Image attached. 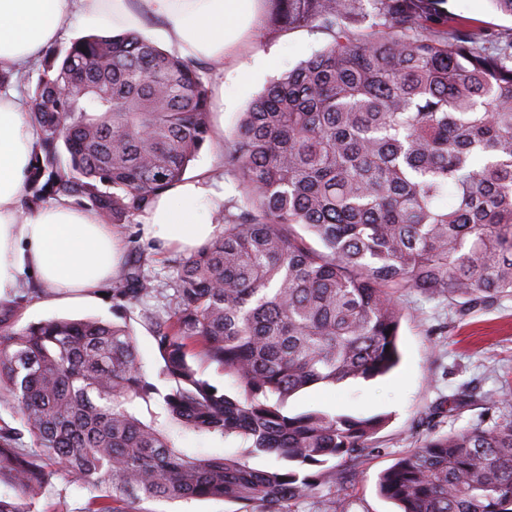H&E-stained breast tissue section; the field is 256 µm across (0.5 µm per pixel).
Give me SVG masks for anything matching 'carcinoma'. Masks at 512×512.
Wrapping results in <instances>:
<instances>
[{
  "label": "carcinoma",
  "mask_w": 512,
  "mask_h": 512,
  "mask_svg": "<svg viewBox=\"0 0 512 512\" xmlns=\"http://www.w3.org/2000/svg\"><path fill=\"white\" fill-rule=\"evenodd\" d=\"M270 30L332 40L283 73L242 114L224 172L240 192L210 241L183 259L155 324L172 383L167 420L235 436L276 456L188 455L133 411L148 383L127 327L0 317V512H35L55 477L86 488L85 512L140 500L224 498L238 512H291L356 475L380 420L291 414L319 385L373 380L399 363L397 297L450 305L512 298V36L445 0H264ZM372 18L371 28L363 27ZM29 89L40 131L23 210L68 197L130 224L183 181L212 137L203 66L137 32L45 50ZM316 236L312 246L297 228ZM150 292L136 268L120 309ZM215 364L229 395L202 377ZM29 441H24V438ZM400 512H512V417L433 435L378 481Z\"/></svg>",
  "instance_id": "carcinoma-1"
}]
</instances>
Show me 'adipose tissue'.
<instances>
[{"mask_svg": "<svg viewBox=\"0 0 512 512\" xmlns=\"http://www.w3.org/2000/svg\"><path fill=\"white\" fill-rule=\"evenodd\" d=\"M261 0H0V61H37L71 25L76 10L89 21L134 27L143 16L165 24L167 46L181 56L220 64L251 30ZM33 106L12 90L0 92V306H11L23 276H31L49 306L95 299L120 272L123 245L94 211L60 197L22 214V189L39 130ZM214 190L192 177L166 191L143 217L159 247L191 252L208 242L216 226L200 211Z\"/></svg>", "mask_w": 512, "mask_h": 512, "instance_id": "ef3b65f1", "label": "adipose tissue"}]
</instances>
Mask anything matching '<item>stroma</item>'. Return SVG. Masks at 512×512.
Returning <instances> with one entry per match:
<instances>
[{"mask_svg": "<svg viewBox=\"0 0 512 512\" xmlns=\"http://www.w3.org/2000/svg\"><path fill=\"white\" fill-rule=\"evenodd\" d=\"M450 12L483 22L489 29L488 43L496 45L512 34V17L497 13L489 0H448ZM329 35L311 28L269 32L258 22L237 45L223 66L207 67L203 82L210 96V121L232 138L239 120L252 101L284 72L322 50ZM275 53L279 61L256 80L236 85L239 69L251 66L258 52ZM235 94L237 103L227 108L223 94ZM188 176H209L217 195L237 200L239 193L231 176L224 173V144L205 145L190 164ZM127 265L138 266L154 287L151 296L128 303L123 313L112 309V288L104 286L94 302L79 306L41 305L35 289H27L26 303L17 313V326L51 318L85 319L127 324L133 331L138 358L149 382L160 392L170 385L159 376L163 362L154 338L156 318L165 316L167 297L173 292L184 251L160 248L147 238L142 218L118 226ZM403 318L398 345L399 366L390 374L370 381L353 380L339 385L313 387L291 397L292 411L323 409L355 417L383 416L373 436V447L362 458L355 481L336 497L324 495L297 503L295 512H396L397 506L378 492L380 474L395 464L404 452L415 448L431 433H446L470 426L490 427L511 413L499 405V397L512 391V299L459 311L447 302L408 291L399 298ZM460 404L439 414L449 396ZM176 444L194 455L247 456L251 467L270 469L276 460L268 455L248 456L241 439L180 433L171 427ZM87 489L68 480L54 479L36 504V512H84Z\"/></svg>", "mask_w": 512, "mask_h": 512, "instance_id": "obj_1", "label": "stroma"}]
</instances>
